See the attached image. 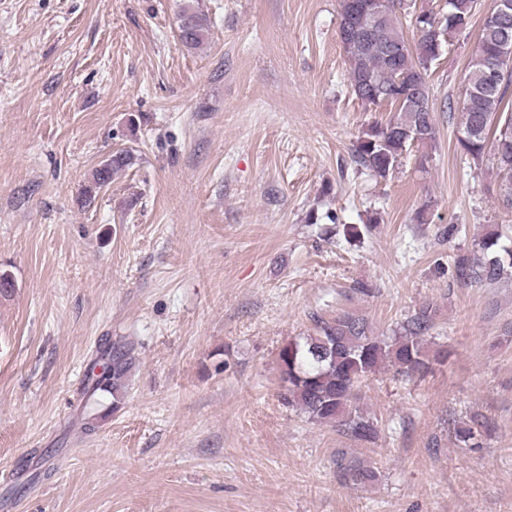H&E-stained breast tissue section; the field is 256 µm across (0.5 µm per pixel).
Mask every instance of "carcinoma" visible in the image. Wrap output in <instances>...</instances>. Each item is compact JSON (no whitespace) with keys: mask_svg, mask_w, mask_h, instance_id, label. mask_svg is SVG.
<instances>
[{"mask_svg":"<svg viewBox=\"0 0 512 512\" xmlns=\"http://www.w3.org/2000/svg\"><path fill=\"white\" fill-rule=\"evenodd\" d=\"M358 0H340L339 38L348 61V80L353 95L372 111L393 109L384 124H369L358 137L352 153L355 165L372 176L385 179L401 164L414 145L436 146L437 122L431 105L427 74L440 59L443 48L460 34V24L470 27L478 0H445L438 12L422 10L416 15L402 9V0H383L380 16L359 11ZM409 21L417 39L404 36L402 19ZM208 18L193 5L179 14V39L188 48L203 44ZM512 35V9L495 23L482 22L477 52L496 49L503 33ZM457 147L474 163L491 160L496 169L498 202L512 211V62L505 64L495 83L485 79L479 66L468 64L464 97L457 124ZM134 164L128 151L113 153L97 168L83 190L89 201L110 185L112 174ZM456 280L466 285H494L512 279V245L501 243L493 230L477 242L473 255L453 262ZM436 327V308L423 305L391 336L372 332L366 319L343 311L330 320L319 319L315 334L289 341L278 354L284 376L283 399L311 418L336 426L356 441H370L377 428L354 407L359 384L381 366L389 365L407 378L420 376L443 362L429 355L425 337ZM102 371L91 374V391L112 395L118 407L134 365L133 348L118 340L103 351ZM484 418L475 416L455 429L463 448L479 447ZM345 483L364 486L375 471L355 457L337 461Z\"/></svg>","mask_w":512,"mask_h":512,"instance_id":"cac0c4a2","label":"carcinoma"}]
</instances>
